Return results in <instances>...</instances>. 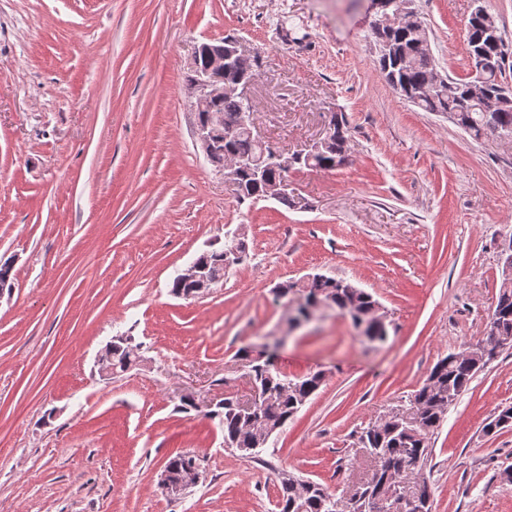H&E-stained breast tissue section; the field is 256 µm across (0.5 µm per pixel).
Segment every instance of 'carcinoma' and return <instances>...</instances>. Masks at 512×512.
<instances>
[{
  "label": "carcinoma",
  "instance_id": "carcinoma-1",
  "mask_svg": "<svg viewBox=\"0 0 512 512\" xmlns=\"http://www.w3.org/2000/svg\"><path fill=\"white\" fill-rule=\"evenodd\" d=\"M466 45L473 64L481 67L490 83L489 95L498 91V79L503 77L512 52L498 32V39L489 41L484 35L479 17L471 16L465 24ZM376 40H387L393 47L388 55L377 56L376 62L391 87L401 97H408L426 80L429 64L424 59L415 34L400 22L373 31ZM468 81L455 80L453 88L419 98L414 105L425 112H454L457 125L474 139L488 136L486 113L468 101ZM247 105L230 97L217 104L215 111L224 118V129H232L239 114ZM336 133L320 150L295 164V169L334 170L348 150L349 130L342 117L333 116ZM220 157L258 156L262 148L245 134L220 137ZM288 173L279 169L268 171L267 180H255L249 174L241 176L243 194L240 200H257L266 193L267 182L279 180ZM231 245L201 254L204 265L216 273L225 268V255ZM307 303L322 298L331 301L347 314L354 327H364L367 334L383 341L387 337L386 324L377 319L379 303L369 292L354 287L342 278L328 276L322 281L300 289ZM112 349V368L122 373L133 362L131 337L125 343L107 344ZM512 347V278L502 279L498 295L489 314V327L483 339L475 346H467L459 353H451L430 369L409 405L392 410L385 417L355 432V445L362 449L370 467L359 478L356 495L339 497L320 483L304 484L301 479L278 473L281 497L279 512H432L433 489L427 468L432 457L430 440L445 419L448 410L469 390L477 373L487 363L496 360L506 348ZM254 384L261 390L258 404L246 412L239 400L231 395L224 398L219 410L206 413L210 419H219L224 432V447L252 448L250 457L262 452L273 434L282 430L289 420L305 406L322 385V372H309L290 378L283 374L274 361L263 360L249 364ZM198 458L190 454H176L165 462V468L176 477L181 476Z\"/></svg>",
  "mask_w": 512,
  "mask_h": 512
}]
</instances>
